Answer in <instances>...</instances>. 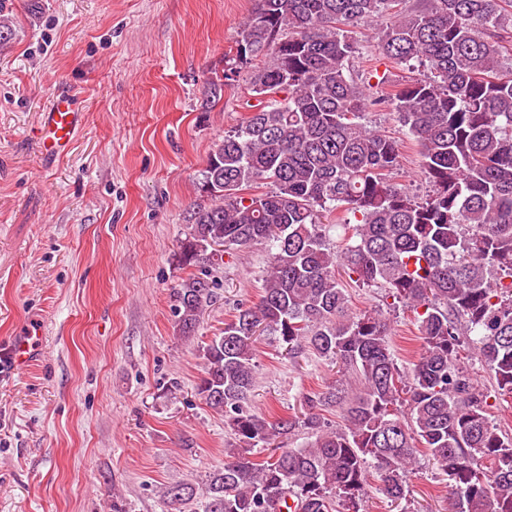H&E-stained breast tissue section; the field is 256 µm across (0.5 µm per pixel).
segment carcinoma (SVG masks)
Returning <instances> with one entry per match:
<instances>
[{
  "instance_id": "carcinoma-1",
  "label": "carcinoma",
  "mask_w": 512,
  "mask_h": 512,
  "mask_svg": "<svg viewBox=\"0 0 512 512\" xmlns=\"http://www.w3.org/2000/svg\"><path fill=\"white\" fill-rule=\"evenodd\" d=\"M402 2L254 0L224 80L207 82L206 112L224 82L263 63L250 78L256 109L210 153L199 179L209 203L189 212L179 241L177 261L193 269L174 293L181 335H195L213 302L223 254L260 244L270 256L258 302L201 346L197 394L232 435L224 467L200 487H165L163 512H365L373 475L385 497L407 498L421 452L448 478V512H512V434L457 367L471 347L512 397V69L501 34L512 0ZM387 16L379 55L427 69L394 93L351 78L361 57L351 28ZM370 106L397 112L402 134L365 126ZM407 138L422 197L393 182ZM257 184L269 190L241 194ZM335 212L350 234L333 245ZM343 274L412 308L416 360L397 365L381 312L351 311ZM263 335L339 364L344 379L306 396L301 418L252 410ZM331 407L336 424L322 414Z\"/></svg>"
}]
</instances>
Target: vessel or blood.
Wrapping results in <instances>:
<instances>
[{
  "mask_svg": "<svg viewBox=\"0 0 512 512\" xmlns=\"http://www.w3.org/2000/svg\"><path fill=\"white\" fill-rule=\"evenodd\" d=\"M82 117L83 114L78 109L77 99L72 91L63 90L54 96L48 110L43 112L35 134L43 158L56 160L68 151L81 125ZM39 334L38 325L27 326L0 351V359L15 369L27 368L36 350L35 343Z\"/></svg>",
  "mask_w": 512,
  "mask_h": 512,
  "instance_id": "vessel-or-blood-1",
  "label": "vessel or blood"
}]
</instances>
